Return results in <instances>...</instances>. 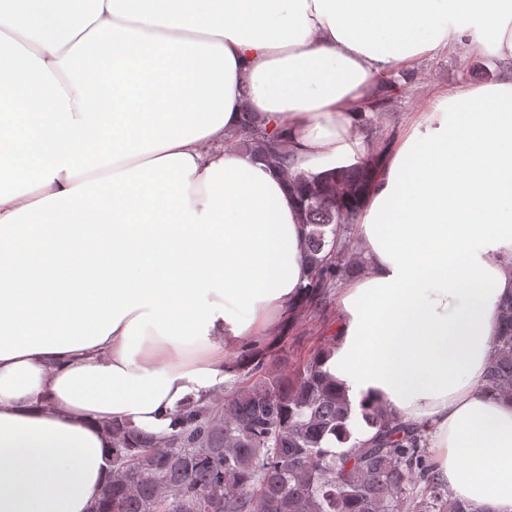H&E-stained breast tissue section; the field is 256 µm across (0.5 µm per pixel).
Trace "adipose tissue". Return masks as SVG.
Masks as SVG:
<instances>
[{"label": "adipose tissue", "mask_w": 512, "mask_h": 512, "mask_svg": "<svg viewBox=\"0 0 512 512\" xmlns=\"http://www.w3.org/2000/svg\"><path fill=\"white\" fill-rule=\"evenodd\" d=\"M73 2L0 0V512H92L109 423L221 392L307 282L292 178L356 164L381 78L459 46L503 69L387 152L324 368L512 512V399L480 390L512 296V0ZM245 104L289 171L226 147Z\"/></svg>", "instance_id": "1"}]
</instances>
